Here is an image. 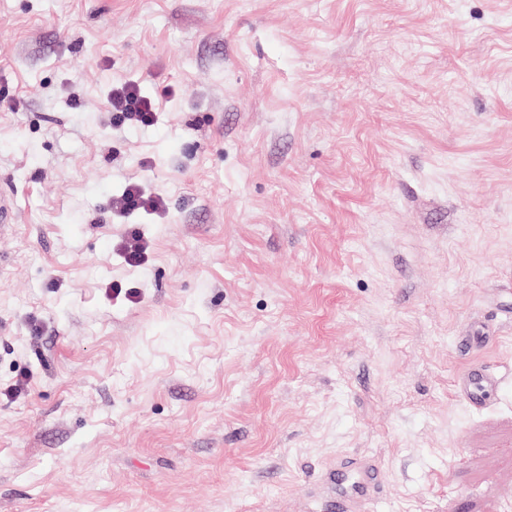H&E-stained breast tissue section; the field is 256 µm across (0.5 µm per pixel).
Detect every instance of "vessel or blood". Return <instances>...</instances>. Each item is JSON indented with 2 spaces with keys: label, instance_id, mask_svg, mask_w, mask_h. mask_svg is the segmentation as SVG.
Returning <instances> with one entry per match:
<instances>
[{
  "label": "vessel or blood",
  "instance_id": "vessel-or-blood-1",
  "mask_svg": "<svg viewBox=\"0 0 512 512\" xmlns=\"http://www.w3.org/2000/svg\"><path fill=\"white\" fill-rule=\"evenodd\" d=\"M493 342V337L475 329L469 335L459 337L456 350L468 359L471 352ZM502 383L498 372L484 363L468 359L467 366L455 378L454 388L461 400L479 411L490 405L493 393L501 388ZM324 479L337 487L331 504L333 512H366L368 505L379 496L380 469L371 460L351 459L328 470Z\"/></svg>",
  "mask_w": 512,
  "mask_h": 512
}]
</instances>
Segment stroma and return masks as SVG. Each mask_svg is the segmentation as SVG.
<instances>
[{"mask_svg":"<svg viewBox=\"0 0 512 512\" xmlns=\"http://www.w3.org/2000/svg\"><path fill=\"white\" fill-rule=\"evenodd\" d=\"M0 92V512H512V0H0ZM109 102L113 127L134 125L147 128L156 122L157 104L155 99L143 95L139 86L134 82L112 87L109 93ZM162 207V199L152 196L141 183H128L122 192L112 198L111 214L122 216L140 210H158ZM147 242L138 229H132L118 248L123 261L131 267H139L145 262ZM496 336H484L483 332L475 329L468 336H460L456 343V351L461 356H469V354L480 347L493 344ZM502 376L485 363L470 362L456 376L454 388L457 396L473 410L487 408L494 392L501 389ZM327 483L338 485L331 508L336 512H365L380 492V469L372 460L353 458L324 474Z\"/></svg>","mask_w":512,"mask_h":512,"instance_id":"1","label":"stroma"}]
</instances>
